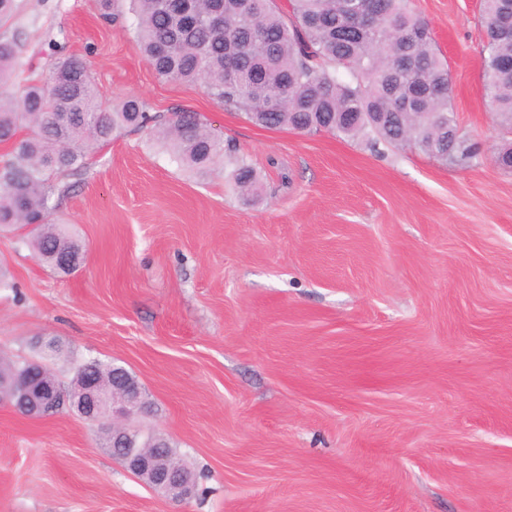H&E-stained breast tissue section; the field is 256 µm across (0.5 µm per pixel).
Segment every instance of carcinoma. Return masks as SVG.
Here are the masks:
<instances>
[{
	"instance_id": "obj_1",
	"label": "carcinoma",
	"mask_w": 512,
	"mask_h": 512,
	"mask_svg": "<svg viewBox=\"0 0 512 512\" xmlns=\"http://www.w3.org/2000/svg\"><path fill=\"white\" fill-rule=\"evenodd\" d=\"M134 35L162 78L198 83L253 123L298 132L365 137L415 146L442 161L478 156L451 105L452 76L428 24L409 0H128ZM224 25L209 23L216 8ZM191 9L194 21L186 19ZM486 36L489 111L512 129V0H480ZM20 43L0 37V227L34 224L27 241L62 276L79 269L82 248L51 218L52 180L83 168L89 153L127 127L158 122L127 96L102 103L81 59H57L46 83L21 98ZM174 160L197 175L227 166L235 187L257 189L254 168L196 112H175L158 130Z\"/></svg>"
}]
</instances>
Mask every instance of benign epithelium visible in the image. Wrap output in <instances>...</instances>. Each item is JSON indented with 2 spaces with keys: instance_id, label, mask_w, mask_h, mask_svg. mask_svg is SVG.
<instances>
[{
  "instance_id": "1",
  "label": "benign epithelium",
  "mask_w": 512,
  "mask_h": 512,
  "mask_svg": "<svg viewBox=\"0 0 512 512\" xmlns=\"http://www.w3.org/2000/svg\"><path fill=\"white\" fill-rule=\"evenodd\" d=\"M35 363L28 362L22 377L11 386L0 384V398L15 408L42 417L66 406L81 418L96 423L105 435L112 457L154 489L174 501H185L195 492V482L188 471L165 448L144 442L147 432L129 424L131 416L146 408L141 385L121 369H113L112 379L104 383L92 365L79 372L75 391L55 383L33 388L27 376Z\"/></svg>"
}]
</instances>
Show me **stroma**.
Returning <instances> with one entry per match:
<instances>
[{"label":"stroma","mask_w":512,"mask_h":512,"mask_svg":"<svg viewBox=\"0 0 512 512\" xmlns=\"http://www.w3.org/2000/svg\"><path fill=\"white\" fill-rule=\"evenodd\" d=\"M23 77L84 59L106 100L200 113L256 169L180 168L155 132L126 130L59 177L55 220L85 252L59 276L0 232V352L133 373L146 409L198 479L184 502L112 460L102 432L62 410L0 402V512H512V143L482 83L479 0H411L481 154L266 129L197 84L159 77L101 0H17Z\"/></svg>","instance_id":"35a3bbf8"}]
</instances>
